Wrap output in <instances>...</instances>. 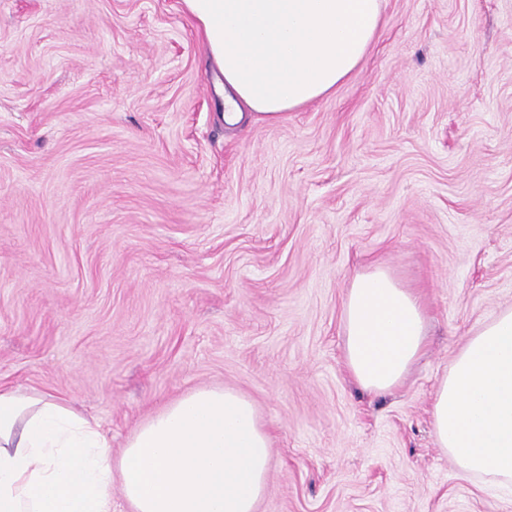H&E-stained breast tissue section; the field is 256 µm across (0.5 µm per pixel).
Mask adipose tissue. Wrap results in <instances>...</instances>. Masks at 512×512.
<instances>
[{
	"label": "adipose tissue",
	"mask_w": 512,
	"mask_h": 512,
	"mask_svg": "<svg viewBox=\"0 0 512 512\" xmlns=\"http://www.w3.org/2000/svg\"><path fill=\"white\" fill-rule=\"evenodd\" d=\"M224 75V119L276 122L333 95L375 41L383 0H182ZM351 379L376 395L404 381L426 348L420 294L387 267L351 281L342 303ZM459 473L512 489V307L484 321L450 361L432 410ZM271 437L254 403L229 388L177 399L120 453L67 402L0 386V512H256Z\"/></svg>",
	"instance_id": "1"
}]
</instances>
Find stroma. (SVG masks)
<instances>
[{"instance_id":"35a3bbf8","label":"stroma","mask_w":512,"mask_h":512,"mask_svg":"<svg viewBox=\"0 0 512 512\" xmlns=\"http://www.w3.org/2000/svg\"><path fill=\"white\" fill-rule=\"evenodd\" d=\"M181 0H0V384L120 452L234 389L272 436L256 512H512L463 478L432 399L512 306V0H384L355 76L276 123L224 121ZM380 262L428 346L376 396L341 303Z\"/></svg>"}]
</instances>
